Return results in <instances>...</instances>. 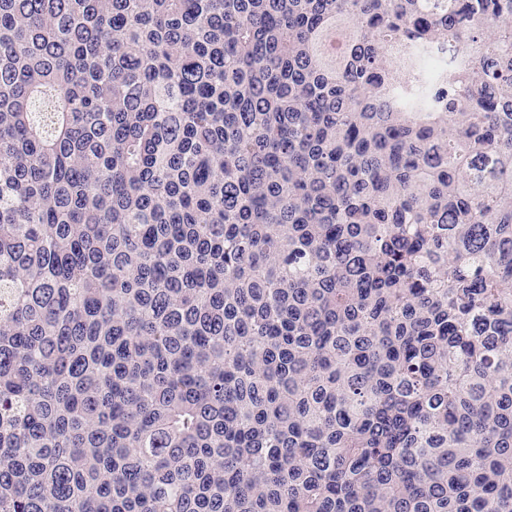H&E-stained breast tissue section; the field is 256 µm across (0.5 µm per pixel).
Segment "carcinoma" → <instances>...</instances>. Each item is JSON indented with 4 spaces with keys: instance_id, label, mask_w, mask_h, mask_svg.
Segmentation results:
<instances>
[{
    "instance_id": "cac0c4a2",
    "label": "carcinoma",
    "mask_w": 512,
    "mask_h": 512,
    "mask_svg": "<svg viewBox=\"0 0 512 512\" xmlns=\"http://www.w3.org/2000/svg\"><path fill=\"white\" fill-rule=\"evenodd\" d=\"M0 512H512V0H0Z\"/></svg>"
}]
</instances>
